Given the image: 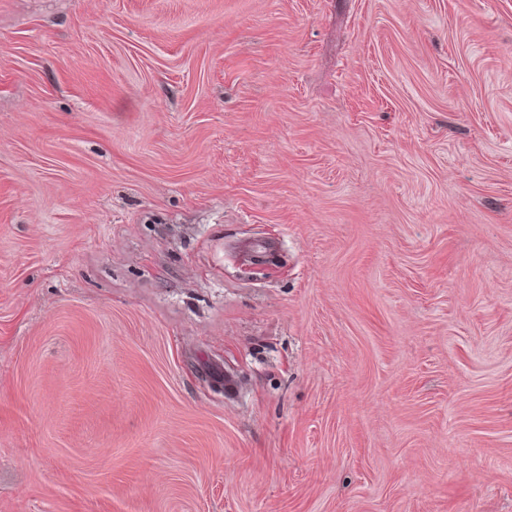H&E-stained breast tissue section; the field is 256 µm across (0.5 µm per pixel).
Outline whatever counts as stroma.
Here are the masks:
<instances>
[{"instance_id":"35a3bbf8","label":"stroma","mask_w":512,"mask_h":512,"mask_svg":"<svg viewBox=\"0 0 512 512\" xmlns=\"http://www.w3.org/2000/svg\"><path fill=\"white\" fill-rule=\"evenodd\" d=\"M0 512H512V0H0Z\"/></svg>"}]
</instances>
